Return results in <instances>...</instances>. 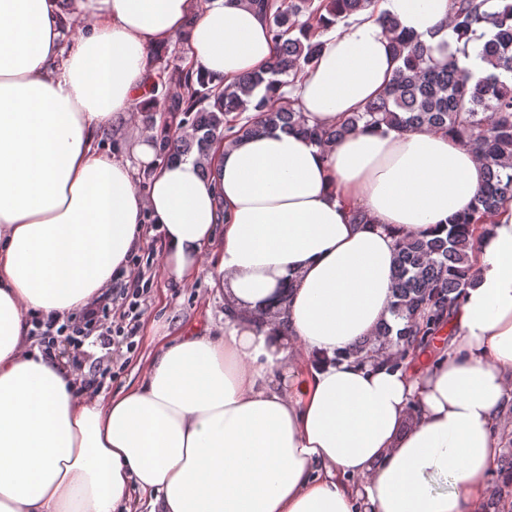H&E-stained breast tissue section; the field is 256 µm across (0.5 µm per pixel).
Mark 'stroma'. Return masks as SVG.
<instances>
[{
	"label": "stroma",
	"instance_id": "obj_1",
	"mask_svg": "<svg viewBox=\"0 0 512 512\" xmlns=\"http://www.w3.org/2000/svg\"><path fill=\"white\" fill-rule=\"evenodd\" d=\"M164 243L160 232L145 227L143 240L131 254L128 266L141 269L150 277V300L139 322L138 347L129 353L105 359L107 369L102 394L119 392L140 381V363L170 338L191 329L218 330L224 326L226 286L210 276L218 255L207 252L203 269L191 283L179 284L166 277L163 270Z\"/></svg>",
	"mask_w": 512,
	"mask_h": 512
}]
</instances>
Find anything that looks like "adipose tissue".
I'll return each instance as SVG.
<instances>
[{"label": "adipose tissue", "instance_id": "1", "mask_svg": "<svg viewBox=\"0 0 512 512\" xmlns=\"http://www.w3.org/2000/svg\"><path fill=\"white\" fill-rule=\"evenodd\" d=\"M73 4L68 39L57 0H0V512H116L134 489L149 512H476L512 405V201L475 244L440 353L393 348L396 368L349 354L391 317L399 240L468 208L486 176L475 154L385 126L321 145L274 130L165 164L145 130L130 155L105 153L152 50L183 39L221 88L275 43L250 0ZM378 8L447 61L450 0ZM326 41L292 96L329 129L378 98L395 63L368 12ZM149 221L177 282L216 246L224 328L175 337L129 388L80 391L27 318L91 304ZM288 279L281 313L255 318Z\"/></svg>", "mask_w": 512, "mask_h": 512}]
</instances>
